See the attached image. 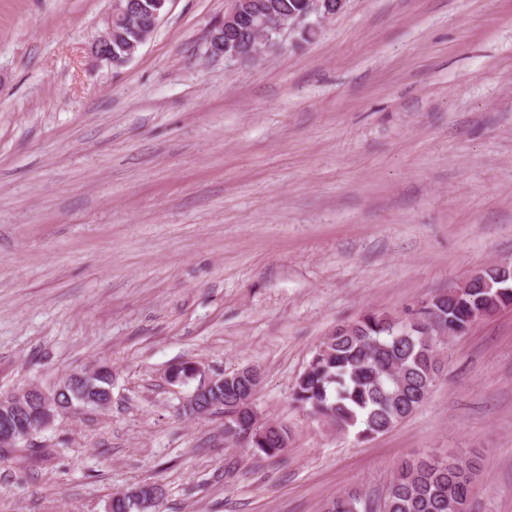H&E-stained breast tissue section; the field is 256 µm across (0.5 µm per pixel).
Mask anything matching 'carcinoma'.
I'll use <instances>...</instances> for the list:
<instances>
[{
	"label": "carcinoma",
	"instance_id": "1",
	"mask_svg": "<svg viewBox=\"0 0 512 512\" xmlns=\"http://www.w3.org/2000/svg\"><path fill=\"white\" fill-rule=\"evenodd\" d=\"M259 19L273 24L279 18L301 14L307 0H252ZM142 29L136 22L118 25L112 34V65L130 59L141 46ZM512 305V288H475L458 298L448 290L436 294L431 309L419 312L418 320L433 317L450 326L465 322L471 310L483 307L485 317ZM442 363L435 360L432 338L416 330L403 331L392 316L368 311L355 321L339 325L315 349L307 367L296 380L292 398L297 408L314 416L340 434L354 433L369 439L394 429L427 398L437 383ZM249 379L224 385V414L237 406L247 390ZM112 388V368L91 388L66 389L61 398L76 405L85 399H104ZM9 422L31 437L40 432L39 421L29 417L0 415V424ZM225 433L244 435L251 447L267 458L281 456L288 448V429L262 433V427L226 419ZM477 456L467 453L442 455L424 453L402 460L384 495V512H448V500L472 497L477 480ZM324 512H372V507L355 490L331 497Z\"/></svg>",
	"mask_w": 512,
	"mask_h": 512
}]
</instances>
